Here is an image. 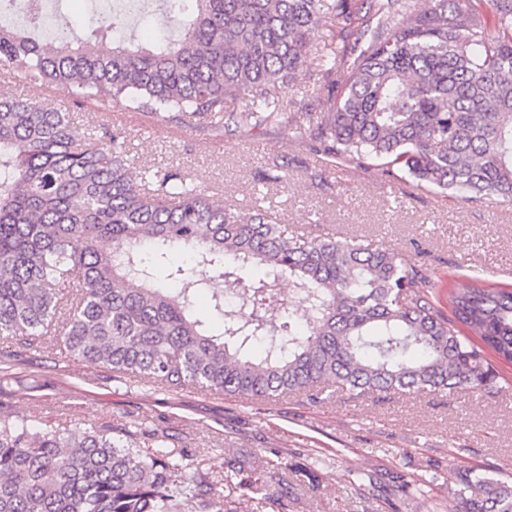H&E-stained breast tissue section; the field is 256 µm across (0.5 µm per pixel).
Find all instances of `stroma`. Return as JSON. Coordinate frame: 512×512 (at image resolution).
Segmentation results:
<instances>
[{
	"label": "stroma",
	"instance_id": "obj_1",
	"mask_svg": "<svg viewBox=\"0 0 512 512\" xmlns=\"http://www.w3.org/2000/svg\"><path fill=\"white\" fill-rule=\"evenodd\" d=\"M344 74L335 80L344 81ZM332 80V81H335ZM331 80L314 58L296 74V109L321 112ZM0 91L43 108L72 107L80 124L121 132L131 156L152 168L191 172L226 206L273 208L282 223L313 236L357 237L389 246L422 265L432 300L448 307V291L477 279L512 288V204L463 195L388 173L375 162L357 168L327 161L284 127L211 132L143 116L125 103L75 102L68 86H42L0 70ZM288 172V185L260 181ZM482 355L493 379L482 390L371 394L338 391L311 403L293 394L270 403L246 402L194 389H161L119 382L101 368L72 360L59 337H37L22 357L0 358V412L59 420L71 429L112 425L155 436L168 450H187L207 462L226 500L254 512L248 491L225 482V462L278 456L283 466L271 489L285 512H448L444 489L460 468L512 481V365L490 349ZM318 475L310 483L304 469ZM390 469L427 479L395 508L356 484L359 474Z\"/></svg>",
	"mask_w": 512,
	"mask_h": 512
}]
</instances>
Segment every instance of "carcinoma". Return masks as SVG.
<instances>
[{
    "instance_id": "cac0c4a2",
    "label": "carcinoma",
    "mask_w": 512,
    "mask_h": 512,
    "mask_svg": "<svg viewBox=\"0 0 512 512\" xmlns=\"http://www.w3.org/2000/svg\"><path fill=\"white\" fill-rule=\"evenodd\" d=\"M162 6L180 15L179 39L108 50L104 38L129 29L125 11L85 34L65 22L46 41L43 13L29 9L25 26L0 24V66L180 124H285L329 157L512 201V0ZM325 24L319 66L346 81L318 116L290 112L281 90ZM432 287L392 249L306 237L269 210L227 207L186 171L138 166L117 131L0 94V338L15 356L58 334L73 360L114 378L264 402L303 393L319 404L331 385L356 398L478 389L490 371L462 331L512 364V290L451 288L447 315ZM226 466L258 503L280 504L265 475L281 462ZM389 479L408 495L422 486L408 473ZM448 494L457 512H512V482L472 468ZM0 512L239 510L204 460L159 439L142 446L110 426L76 432L6 412Z\"/></svg>"
}]
</instances>
